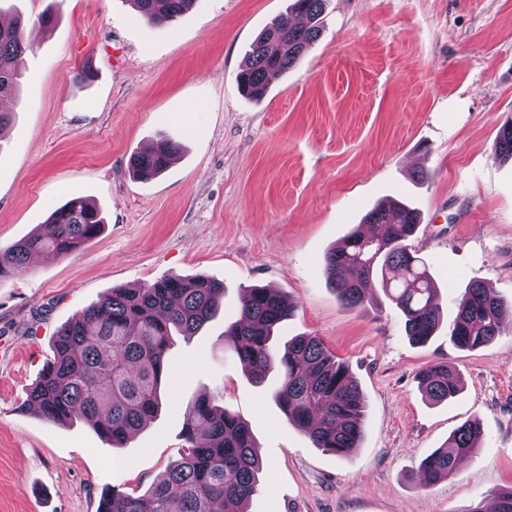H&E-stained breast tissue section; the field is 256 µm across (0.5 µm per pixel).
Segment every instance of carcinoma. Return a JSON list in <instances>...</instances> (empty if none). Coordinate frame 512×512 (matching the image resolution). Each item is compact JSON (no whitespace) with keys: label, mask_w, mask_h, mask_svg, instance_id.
I'll list each match as a JSON object with an SVG mask.
<instances>
[{"label":"carcinoma","mask_w":512,"mask_h":512,"mask_svg":"<svg viewBox=\"0 0 512 512\" xmlns=\"http://www.w3.org/2000/svg\"><path fill=\"white\" fill-rule=\"evenodd\" d=\"M145 21L163 26L191 10L197 0H130ZM326 0H293L291 10L276 16L251 45L238 76L253 98L267 90L268 76L286 71L319 38ZM29 50L21 22L0 26V90L19 83ZM495 150L512 160V117L498 131ZM179 145L162 139L148 152L134 153L129 170L150 179L164 172ZM365 222L379 227L366 237L354 231L329 250L323 270L337 300L350 308L369 301L367 287L380 281L385 296L402 311L404 330L416 344L428 342L441 320L437 290L426 263L409 244L420 223L418 212L391 201L372 209ZM99 209L75 197L53 211L43 229L0 249V282L23 273L32 254L67 256L102 228ZM224 283L215 279L169 275L140 288H114L56 332L53 360L28 391V405L49 422L75 418L92 423L112 446L121 447L158 412L168 384L167 352L171 336H192L215 315ZM293 307L274 288L246 289L236 320L224 327L249 379L263 384L273 371L280 385L274 399L288 422L301 428L313 444L344 459L359 447L366 399L346 363L329 353L317 336H295L278 350V326ZM512 321V304L479 281L462 295L451 342L473 350L492 342ZM418 387L435 403L459 393V379L445 363L417 374ZM186 448L144 494L112 489V512H245L258 490L261 459L248 426L205 396L185 409ZM484 437L480 420L470 419L420 465L421 485L455 474L460 457L475 452Z\"/></svg>","instance_id":"cac0c4a2"}]
</instances>
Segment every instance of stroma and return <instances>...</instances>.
I'll list each match as a JSON object with an SVG mask.
<instances>
[{
	"label": "stroma",
	"mask_w": 512,
	"mask_h": 512,
	"mask_svg": "<svg viewBox=\"0 0 512 512\" xmlns=\"http://www.w3.org/2000/svg\"><path fill=\"white\" fill-rule=\"evenodd\" d=\"M289 2L198 0L167 27L130 0H0V20L37 36L0 127V248L74 197L105 219L76 252L0 282V512H96L106 489L144 493L178 458L185 409L202 395L256 442L247 512H470L512 487V328L475 350L448 328L470 281L512 302V162L494 149L512 115V0H328L320 38L248 98L246 54ZM163 137L181 153L134 178L130 156ZM389 198L419 210L411 244L437 282L445 324L424 345L395 305L375 304L379 286L345 307L323 271ZM171 274L223 281L224 305L196 336L174 337L169 393L138 436L115 448L86 420L25 409L61 325L111 289ZM253 284L294 306L279 342L319 337L360 384L350 457L314 447L274 401L278 377L254 385L225 346ZM434 362L462 380L440 404L416 380ZM474 418L482 448L420 487L421 462Z\"/></svg>",
	"instance_id": "1"
}]
</instances>
